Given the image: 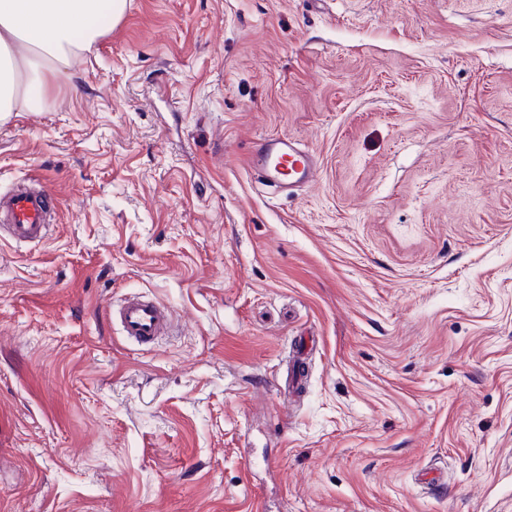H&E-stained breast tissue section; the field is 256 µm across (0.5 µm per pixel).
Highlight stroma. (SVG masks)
<instances>
[{
	"label": "stroma",
	"instance_id": "obj_1",
	"mask_svg": "<svg viewBox=\"0 0 512 512\" xmlns=\"http://www.w3.org/2000/svg\"><path fill=\"white\" fill-rule=\"evenodd\" d=\"M267 134L312 188L254 183ZM28 178L58 209L0 243V512H512V0H128L0 120ZM246 166L256 180L288 197L308 189L319 169L318 159L300 141L287 136H264L252 142ZM122 335L138 343L152 342L161 336L168 324L166 309L153 299L132 297L119 307Z\"/></svg>",
	"mask_w": 512,
	"mask_h": 512
}]
</instances>
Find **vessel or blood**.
Segmentation results:
<instances>
[{
    "instance_id": "b4317fda",
    "label": "vessel or blood",
    "mask_w": 512,
    "mask_h": 512,
    "mask_svg": "<svg viewBox=\"0 0 512 512\" xmlns=\"http://www.w3.org/2000/svg\"><path fill=\"white\" fill-rule=\"evenodd\" d=\"M246 166L256 180L275 194L308 189L319 169L318 159L300 141L287 136H264L252 142ZM57 200L47 187H17L0 196V238L14 243L45 240L49 216ZM123 336L148 343L161 336L168 324L166 309L153 299L132 297L118 309Z\"/></svg>"
}]
</instances>
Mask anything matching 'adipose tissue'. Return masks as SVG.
I'll list each match as a JSON object with an SVG mask.
<instances>
[{"mask_svg":"<svg viewBox=\"0 0 512 512\" xmlns=\"http://www.w3.org/2000/svg\"><path fill=\"white\" fill-rule=\"evenodd\" d=\"M126 0H0V114L45 98L54 65L118 23Z\"/></svg>","mask_w":512,"mask_h":512,"instance_id":"ef3b65f1","label":"adipose tissue"}]
</instances>
